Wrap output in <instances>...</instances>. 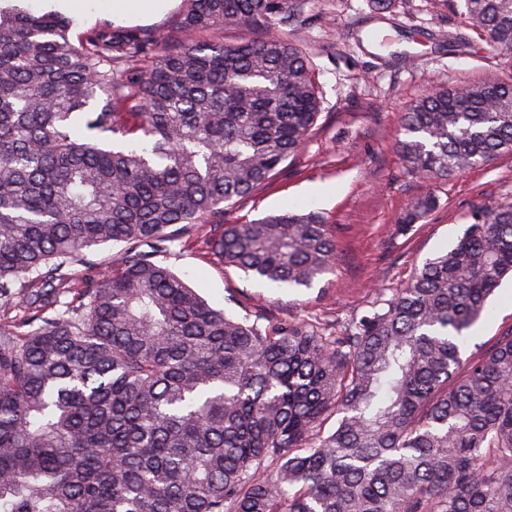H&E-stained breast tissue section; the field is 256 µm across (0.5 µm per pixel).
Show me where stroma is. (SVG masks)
Here are the masks:
<instances>
[{
    "mask_svg": "<svg viewBox=\"0 0 512 512\" xmlns=\"http://www.w3.org/2000/svg\"><path fill=\"white\" fill-rule=\"evenodd\" d=\"M181 9L182 0H168L161 12L130 17L113 12L109 0H95L76 27L109 21L163 31ZM459 10V0H390L379 16L370 0H309L303 44L315 68L321 114L283 172L228 206L224 221L246 224L292 205L318 211L340 228L335 273L299 292L268 288L212 259L199 238L180 244L163 263L212 306L235 315L344 322L367 310L380 289L404 286L426 259L447 248L474 206L512 198V155L431 184L407 176L396 152L407 102L437 85L512 75L464 26ZM373 28L389 36V49L364 42ZM318 183L334 185L335 195L311 197ZM430 192L438 196V208L407 233H397L408 203ZM491 306L490 317L472 333L473 343H491L512 329V283L502 285Z\"/></svg>",
    "mask_w": 512,
    "mask_h": 512,
    "instance_id": "stroma-1",
    "label": "stroma"
}]
</instances>
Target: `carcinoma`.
Returning <instances> with one entry per match:
<instances>
[{
	"label": "carcinoma",
	"instance_id": "1",
	"mask_svg": "<svg viewBox=\"0 0 512 512\" xmlns=\"http://www.w3.org/2000/svg\"><path fill=\"white\" fill-rule=\"evenodd\" d=\"M183 2L165 33L0 6V512H512V330L462 358L512 279V200L340 332L212 307L157 260L174 243L301 290L336 228L224 223L321 114L307 0ZM460 2L512 63V0ZM227 24L261 36L196 40ZM395 146L431 182L512 154V77L428 91Z\"/></svg>",
	"mask_w": 512,
	"mask_h": 512
}]
</instances>
